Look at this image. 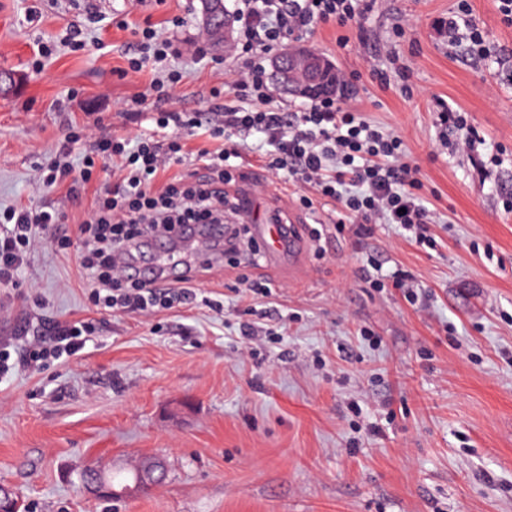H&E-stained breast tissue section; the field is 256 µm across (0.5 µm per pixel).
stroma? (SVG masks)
<instances>
[{"label": "stroma", "instance_id": "obj_1", "mask_svg": "<svg viewBox=\"0 0 512 512\" xmlns=\"http://www.w3.org/2000/svg\"><path fill=\"white\" fill-rule=\"evenodd\" d=\"M94 3L97 25L78 0H0V69L23 76L0 97V208L62 205L67 219L57 231L72 237L94 191L65 200L64 189L39 185L40 168L69 126L98 137L151 129L147 116L122 109L152 79L121 74L133 26L164 32L179 15L181 42L204 29L201 0ZM470 3L490 49L482 60L448 45L443 23L456 0H376L368 19L307 40L347 76V105L402 139L433 216L435 249L391 224L368 235L352 222L336 230L341 202L304 208L309 187L262 168L265 144L255 134L241 148L235 193L258 192L261 217L324 227L325 241L319 249L306 242L293 261L201 272L196 288L223 302V314L201 304L143 317L92 310L75 254L47 241L17 287H0L9 335L36 334L43 320L95 326L81 355L0 381V485L26 512H512V211L503 207L512 196V27L501 23L497 0ZM31 6L40 12L33 24ZM403 20L409 26L395 37ZM73 25L87 32L86 50L59 47L32 73L35 42ZM215 56L217 69L182 59L170 108L208 123L232 103L241 62L224 49ZM376 69L389 84L373 79ZM439 98L467 112L485 141L478 153L442 146ZM501 147L502 166L484 174ZM369 255L383 273L407 275L419 303L391 284L370 287L362 272ZM243 276L271 282L286 316L273 325L281 340L254 356L239 336L249 304L238 290ZM363 327L377 346L361 339ZM373 423L378 433H369ZM151 455L165 457L167 480L134 497L98 498L79 481L88 466L129 468Z\"/></svg>", "mask_w": 512, "mask_h": 512}]
</instances>
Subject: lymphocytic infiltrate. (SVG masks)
I'll use <instances>...</instances> for the list:
<instances>
[{"label":"lymphocytic infiltrate","instance_id":"f902f5d3","mask_svg":"<svg viewBox=\"0 0 512 512\" xmlns=\"http://www.w3.org/2000/svg\"><path fill=\"white\" fill-rule=\"evenodd\" d=\"M369 0H237L235 54L245 59V68L232 86L236 104L225 106L224 119L212 128L221 149H200L197 159L204 174L170 175L172 166L183 164L185 145L179 132L199 127L198 113L173 111L166 104L170 92L184 78L182 69H170L152 80L148 97L131 99L126 111H141L150 105L151 119L163 130V139L144 134L136 140L100 138L81 165L70 162L67 147L59 149L43 185L67 186L76 194L98 172L111 170L113 182L100 192L89 219L80 226L79 246L70 237H58L60 249L76 248L79 265L91 288L90 303L120 314L149 315L188 305L198 293L192 286L172 288L156 280L129 281L115 270L114 257L127 250L137 252L149 228L166 231L184 224H219L224 254L240 253L239 204L227 186L236 182L235 163L241 138L262 134L268 145L262 157L272 173H287L309 185L315 195L303 198L312 207L314 198L342 201L360 232L372 224H392L411 234L421 246H432L428 236L431 220L418 194L420 183L407 162L403 141L370 124L336 98L311 101L300 112L272 107V91L265 57L286 42L314 33L329 24L346 26L369 12ZM449 45L466 43L470 54L480 58L487 47L482 27L474 20L469 0H457L445 25ZM136 51L127 57L125 74L137 75L145 68L175 55L173 39L152 26L135 28ZM61 209L50 206L0 210V284L17 285L39 235L63 223ZM94 327L87 320L69 323L42 321V337L27 342L23 350L0 347V378L12 375L18 365H42L81 352Z\"/></svg>","mask_w":512,"mask_h":512}]
</instances>
